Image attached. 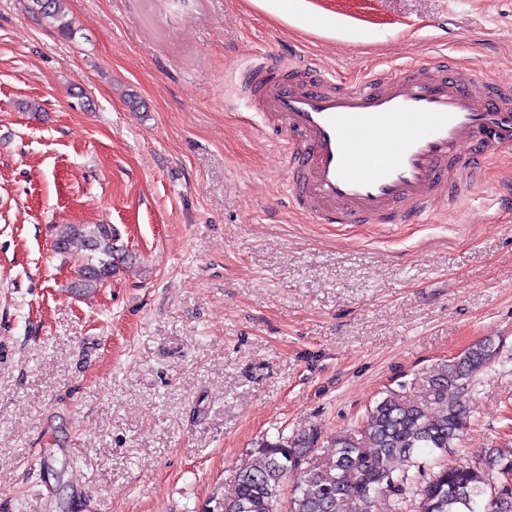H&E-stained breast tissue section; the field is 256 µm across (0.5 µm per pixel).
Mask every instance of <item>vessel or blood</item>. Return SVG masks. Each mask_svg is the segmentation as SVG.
<instances>
[{"label":"vessel or blood","mask_w":512,"mask_h":512,"mask_svg":"<svg viewBox=\"0 0 512 512\" xmlns=\"http://www.w3.org/2000/svg\"><path fill=\"white\" fill-rule=\"evenodd\" d=\"M451 65L401 64L339 87L260 62L245 84L280 134L291 207L319 224H404L512 152V88Z\"/></svg>","instance_id":"b4317fda"}]
</instances>
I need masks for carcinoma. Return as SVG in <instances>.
Here are the masks:
<instances>
[{
  "mask_svg": "<svg viewBox=\"0 0 512 512\" xmlns=\"http://www.w3.org/2000/svg\"><path fill=\"white\" fill-rule=\"evenodd\" d=\"M31 10L67 36L65 0H30ZM55 239L58 253L82 251L80 268L88 275L78 279L76 289L89 294L103 287L118 264L126 259L116 245L118 235L110 224H63ZM495 356L489 340L481 341L461 356L429 372L426 394L409 400L391 392L367 412L357 430L338 437L331 447L336 458L324 468L303 472L285 512H344L345 503L357 499L371 512L378 495L387 512H407L406 490H414L419 502L415 512H512V460L490 456L468 465H450L442 458L458 440L467 424L465 395L468 382L486 368ZM459 392L448 401V389ZM313 434L279 435L257 449L238 474L234 493L219 502L217 512H279L284 486L298 473L301 461L314 447ZM432 474L421 483L417 472L396 470L393 463L413 460L421 451Z\"/></svg>",
  "mask_w": 512,
  "mask_h": 512,
  "instance_id": "1",
  "label": "carcinoma"
}]
</instances>
